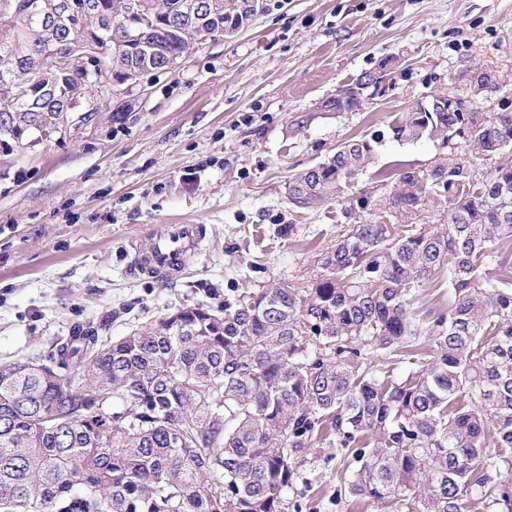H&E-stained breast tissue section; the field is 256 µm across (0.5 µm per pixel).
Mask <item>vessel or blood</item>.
Instances as JSON below:
<instances>
[{
  "label": "vessel or blood",
  "instance_id": "vessel-or-blood-1",
  "mask_svg": "<svg viewBox=\"0 0 512 512\" xmlns=\"http://www.w3.org/2000/svg\"><path fill=\"white\" fill-rule=\"evenodd\" d=\"M204 230L198 224H163L155 228L146 247L135 251L141 272L174 277L181 273L188 258L199 252Z\"/></svg>",
  "mask_w": 512,
  "mask_h": 512
}]
</instances>
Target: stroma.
<instances>
[{
	"mask_svg": "<svg viewBox=\"0 0 512 512\" xmlns=\"http://www.w3.org/2000/svg\"><path fill=\"white\" fill-rule=\"evenodd\" d=\"M229 39L201 41L77 122L63 139L0 149V364L43 358L78 324L106 337L146 327L184 304L298 279L375 185L364 175L314 211L288 181L337 146L387 125L422 98L455 90L469 70L512 77V0H267ZM395 55L382 90L350 112L320 104ZM308 117L295 130L297 117ZM430 142H386L378 163L429 171ZM200 224L202 250L175 278L138 273L153 225ZM344 452L315 438L288 495L299 512H385L345 493Z\"/></svg>",
	"mask_w": 512,
	"mask_h": 512,
	"instance_id": "1",
	"label": "stroma"
}]
</instances>
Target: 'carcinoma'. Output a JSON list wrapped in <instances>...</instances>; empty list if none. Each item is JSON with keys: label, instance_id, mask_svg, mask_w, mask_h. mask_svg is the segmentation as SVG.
<instances>
[{"label": "carcinoma", "instance_id": "cac0c4a2", "mask_svg": "<svg viewBox=\"0 0 512 512\" xmlns=\"http://www.w3.org/2000/svg\"><path fill=\"white\" fill-rule=\"evenodd\" d=\"M36 1L52 5L53 39ZM63 2L0 0L7 149L62 129L66 97L91 99L131 65L166 71L239 0H84L79 20ZM128 11L152 19L153 53L73 67L84 39L120 33ZM387 138L448 154L426 178L375 170L374 199L346 211L301 285L183 305L116 339L78 325L45 359L1 365L0 512H286L321 433L350 451L348 493L386 512H512V160L478 172L512 151V110L404 112L293 175L289 203L337 197ZM430 210L446 223L410 221ZM439 274L453 301L424 322L413 301ZM383 354L405 363L400 380L377 373Z\"/></svg>", "mask_w": 512, "mask_h": 512}]
</instances>
